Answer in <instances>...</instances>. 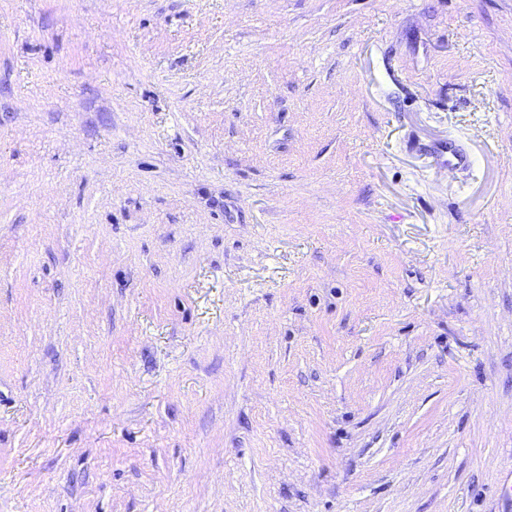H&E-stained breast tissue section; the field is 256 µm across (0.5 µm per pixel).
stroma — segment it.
<instances>
[{"label": "stroma", "instance_id": "1", "mask_svg": "<svg viewBox=\"0 0 512 512\" xmlns=\"http://www.w3.org/2000/svg\"><path fill=\"white\" fill-rule=\"evenodd\" d=\"M511 477L512 0H0V512ZM429 155L437 167H469V158L458 153L449 142L436 145Z\"/></svg>", "mask_w": 512, "mask_h": 512}]
</instances>
